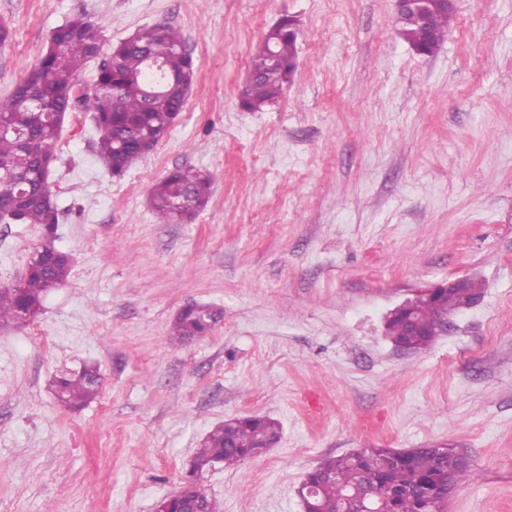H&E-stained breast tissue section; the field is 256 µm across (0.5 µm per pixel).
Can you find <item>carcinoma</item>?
I'll return each instance as SVG.
<instances>
[{"instance_id": "cac0c4a2", "label": "carcinoma", "mask_w": 512, "mask_h": 512, "mask_svg": "<svg viewBox=\"0 0 512 512\" xmlns=\"http://www.w3.org/2000/svg\"><path fill=\"white\" fill-rule=\"evenodd\" d=\"M455 11L440 9L433 17L428 38L418 44L423 55L435 54L448 36ZM58 50L46 51L19 83V91L0 98V123L16 133L0 135V207L20 224H40L44 241L34 248L19 280L0 287V324L26 325L43 307L49 289L69 274L71 258L54 245L60 209L52 194L44 160L54 155L62 132L57 115L71 111L77 75L102 51L101 27L75 17L53 32ZM297 28L293 19L281 18L265 34L252 55L248 71L256 77L246 82L242 105L261 111L277 101L291 79L297 58ZM163 54L160 80L143 81L149 58ZM92 87L94 121L100 131L97 155L113 175H121L155 148L168 134L182 111L193 84L195 63L181 33L169 25L139 29L131 41H121L105 54ZM211 177L193 167L170 171L150 191L152 208L160 223L173 224L186 212L204 208L211 196ZM481 284L467 280L463 288L440 294L438 301L416 299L411 316L387 319L386 330L398 346L414 350L430 346L441 333L442 312L454 313L481 298ZM221 314L192 304L184 307L172 325L176 343L208 335ZM98 369L84 366L53 380L57 400L80 408L100 393ZM279 424L265 417L245 416L225 421L200 444L189 474L198 478L217 463L235 467L260 456L280 440ZM475 470L455 448L432 446L398 451L362 448L325 458L305 480L316 486L315 512H342L364 506L361 491H371L370 507L380 512H446L448 498L441 491L448 483L470 481Z\"/></svg>"}]
</instances>
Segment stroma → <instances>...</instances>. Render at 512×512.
Instances as JSON below:
<instances>
[{
  "instance_id": "35a3bbf8",
  "label": "stroma",
  "mask_w": 512,
  "mask_h": 512,
  "mask_svg": "<svg viewBox=\"0 0 512 512\" xmlns=\"http://www.w3.org/2000/svg\"><path fill=\"white\" fill-rule=\"evenodd\" d=\"M105 46L179 29L198 68L157 148L115 178L90 105L65 117L49 179L70 273L40 315L0 327V512H155L200 442L265 415L280 442L201 484L222 512H302L327 457L444 443L468 456L448 512H512V0H457L434 55L399 37L392 0H0V97L76 16ZM298 68L277 104L240 106L251 56L283 16ZM210 174L191 220L159 223L152 185ZM44 230L0 223V286ZM457 278L483 297L424 350L385 333L393 308ZM197 302L223 319L181 345ZM98 365L78 411L52 378Z\"/></svg>"
}]
</instances>
